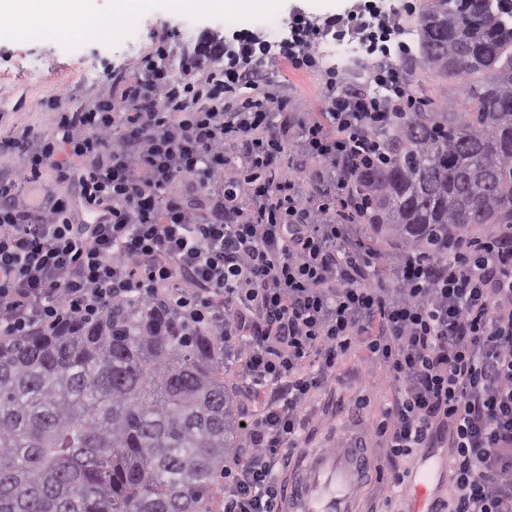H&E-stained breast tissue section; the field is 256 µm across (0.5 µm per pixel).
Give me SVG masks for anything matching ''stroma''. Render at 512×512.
Instances as JSON below:
<instances>
[{
  "instance_id": "1",
  "label": "stroma",
  "mask_w": 512,
  "mask_h": 512,
  "mask_svg": "<svg viewBox=\"0 0 512 512\" xmlns=\"http://www.w3.org/2000/svg\"><path fill=\"white\" fill-rule=\"evenodd\" d=\"M385 6L397 25L387 46L391 60L407 72L414 101L435 106L443 93H455L456 84L445 83L434 72L420 67L416 45L401 29L413 26L425 0H373ZM359 0H269L266 9L224 13L200 6L191 11L175 8L171 0H148L145 9L131 19H117L113 0H92L82 34H67L51 43L20 34L16 22L0 26V139L23 129L43 128L49 119L47 102L63 95L64 105L76 110L91 99L120 92L126 82L141 75L146 60L165 48L162 66L173 79H183V64L194 52L212 41L233 34L265 36L268 24L287 31L294 12L314 24L309 46L317 53L320 42L339 34L360 41L359 58L351 64L318 60L315 70L297 69L278 59L262 68L258 84L243 85L240 98L274 97L273 111H325V80L336 72L342 86L372 92L368 66L370 16L359 15ZM344 17L345 23L329 32L324 22ZM395 398L387 370L362 346L339 358L334 378L325 391L311 396L303 406L306 421L302 445L319 451L343 445L356 433L371 427Z\"/></svg>"
}]
</instances>
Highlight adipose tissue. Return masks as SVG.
Segmentation results:
<instances>
[{
  "label": "adipose tissue",
  "instance_id": "adipose-tissue-1",
  "mask_svg": "<svg viewBox=\"0 0 512 512\" xmlns=\"http://www.w3.org/2000/svg\"><path fill=\"white\" fill-rule=\"evenodd\" d=\"M87 3L88 0H0V12L19 18L28 33L48 42L66 20L85 17Z\"/></svg>",
  "mask_w": 512,
  "mask_h": 512
}]
</instances>
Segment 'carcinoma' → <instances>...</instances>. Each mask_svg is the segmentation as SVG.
I'll return each instance as SVG.
<instances>
[{
	"instance_id": "1",
	"label": "carcinoma",
	"mask_w": 512,
	"mask_h": 512,
	"mask_svg": "<svg viewBox=\"0 0 512 512\" xmlns=\"http://www.w3.org/2000/svg\"><path fill=\"white\" fill-rule=\"evenodd\" d=\"M417 55L471 108L445 98L383 131L367 221L434 250L512 224V13L429 0ZM242 441L222 339L160 299L0 339V512H215Z\"/></svg>"
}]
</instances>
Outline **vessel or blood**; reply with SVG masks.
I'll return each mask as SVG.
<instances>
[{"mask_svg":"<svg viewBox=\"0 0 512 512\" xmlns=\"http://www.w3.org/2000/svg\"><path fill=\"white\" fill-rule=\"evenodd\" d=\"M445 465L444 459H436L415 477L413 512H436L432 486ZM370 470V451L355 439L335 454L302 450L284 479V512H355V496Z\"/></svg>","mask_w":512,"mask_h":512,"instance_id":"b4317fda","label":"vessel or blood"}]
</instances>
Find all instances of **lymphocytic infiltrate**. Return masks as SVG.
Segmentation results:
<instances>
[{
  "label": "lymphocytic infiltrate",
  "instance_id": "lymphocytic-infiltrate-1",
  "mask_svg": "<svg viewBox=\"0 0 512 512\" xmlns=\"http://www.w3.org/2000/svg\"><path fill=\"white\" fill-rule=\"evenodd\" d=\"M311 31L297 17L278 47L226 44L204 94L148 64L80 111L50 100L44 128L1 144L20 165L0 173V339L159 296L235 342L260 408L224 512H278L307 397L365 346L397 384L372 427L392 490L406 489L401 458L445 442L446 512H512V224L442 254L398 248L392 287L376 284L379 255L350 225L370 213L360 174L390 157L382 131L410 117L404 71L378 63L380 95L332 91L320 118L295 113L303 156L320 161L298 179L273 166L286 131L271 96L231 106L271 52L313 68Z\"/></svg>",
  "mask_w": 512,
  "mask_h": 512
}]
</instances>
